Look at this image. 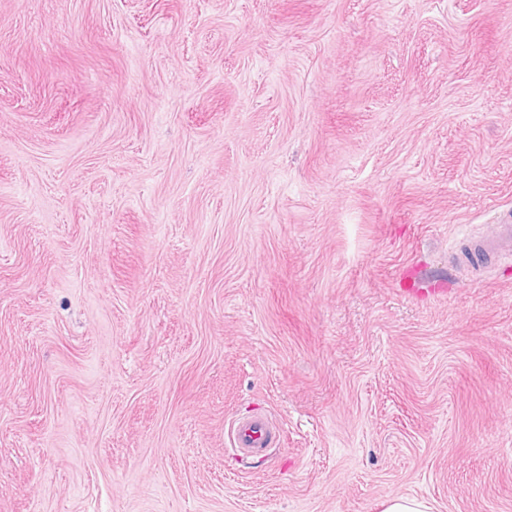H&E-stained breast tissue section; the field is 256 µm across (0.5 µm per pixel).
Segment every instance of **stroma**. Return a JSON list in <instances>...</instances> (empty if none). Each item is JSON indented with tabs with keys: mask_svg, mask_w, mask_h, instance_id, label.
Wrapping results in <instances>:
<instances>
[{
	"mask_svg": "<svg viewBox=\"0 0 512 512\" xmlns=\"http://www.w3.org/2000/svg\"><path fill=\"white\" fill-rule=\"evenodd\" d=\"M507 217L512 0H0V512H512ZM512 221L510 218L496 224L492 235L476 241L471 249L468 262L474 267H481L486 262L512 253ZM273 429L272 422L263 416L239 421L233 430L234 446L243 454L266 448Z\"/></svg>",
	"mask_w": 512,
	"mask_h": 512,
	"instance_id": "35a3bbf8",
	"label": "stroma"
}]
</instances>
